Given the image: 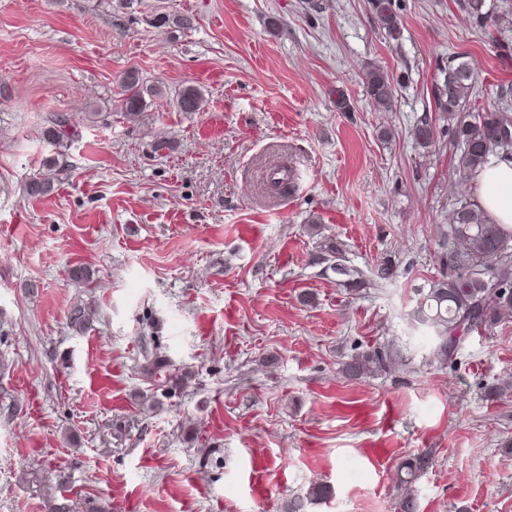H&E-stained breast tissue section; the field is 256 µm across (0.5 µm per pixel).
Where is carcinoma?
Here are the masks:
<instances>
[{
    "mask_svg": "<svg viewBox=\"0 0 512 512\" xmlns=\"http://www.w3.org/2000/svg\"><path fill=\"white\" fill-rule=\"evenodd\" d=\"M461 9L480 27L497 32L512 30V4L503 2L495 12L487 0H462ZM371 8L386 38H401V20L395 0H371ZM477 78L465 56H448V65L440 70L434 86V105L438 119L446 122L454 151V171L460 179L473 180L496 159L512 160V101L508 93L496 97L493 109L472 112V96ZM123 88V111L127 120L136 122L147 107L145 96L155 97V89L144 85L138 73L126 72L120 81ZM366 97L379 112L394 111L395 81L381 67H371L364 74ZM204 98L194 86H186L177 95L182 112H198ZM78 136L74 119L67 114L50 115L42 130L43 141L52 147L44 160V171L28 178L22 193L29 199L46 198L54 193L60 180L68 175L72 164L69 146ZM415 147L428 153L435 147L436 130L425 119L412 130ZM450 251L444 256L451 272L428 281L416 290L415 304L409 313L411 324L435 342L434 353L442 361L450 359L466 335L492 325L502 314L512 311V278L501 272V265L512 263V232L496 224L477 204L460 201L451 210L448 222ZM341 283L349 288L364 284L361 272L343 263L332 266ZM93 315L83 304L74 305L69 325L84 332ZM388 353L370 350L351 357L342 364L341 373L350 380L373 377L385 370ZM329 495L326 486L315 484L307 496L290 501L288 512H305L311 501Z\"/></svg>",
    "mask_w": 512,
    "mask_h": 512,
    "instance_id": "cac0c4a2",
    "label": "carcinoma"
}]
</instances>
